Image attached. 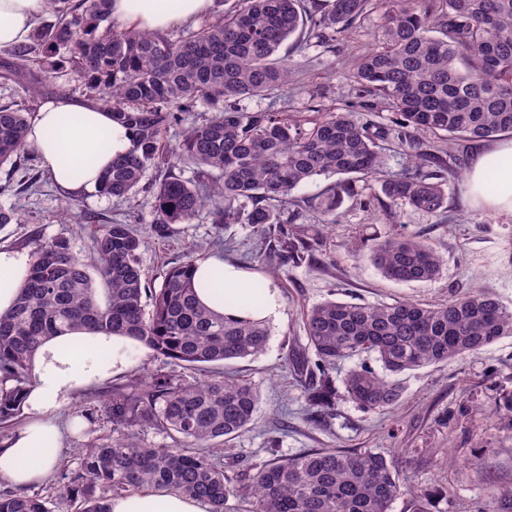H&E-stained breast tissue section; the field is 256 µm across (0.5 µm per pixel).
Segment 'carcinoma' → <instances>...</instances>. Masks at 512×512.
Wrapping results in <instances>:
<instances>
[{"label": "carcinoma", "instance_id": "obj_1", "mask_svg": "<svg viewBox=\"0 0 512 512\" xmlns=\"http://www.w3.org/2000/svg\"><path fill=\"white\" fill-rule=\"evenodd\" d=\"M55 21L40 25L9 50L7 81L18 80L34 98L40 84L71 68L81 73L89 99L112 110L134 147L112 159L98 193L135 195L149 169L164 167L154 191L159 233L190 223L207 209L215 224H249L279 248L258 256L285 265L305 260L310 244L288 237L289 208L317 213L318 225L336 223L354 180L380 183L378 203L437 214L447 209V175L467 165L452 144L488 141L512 133V0H328L317 14L302 0H233L224 15L195 28L149 31L112 20L111 0H45ZM385 19L383 46L363 55L355 79L388 102L394 127L351 112H322L308 122L284 112L244 109L241 101L281 95L298 75L287 42L310 28L332 39L376 8ZM203 103L212 115L192 122L175 146L164 133ZM33 117L25 105H0V167H18ZM447 135L448 147L423 145L422 133ZM394 137L408 149V165L389 169L377 140ZM191 166L195 178L179 171ZM335 178L319 195L293 191L318 178ZM142 238L126 223L103 224L87 255L68 241L33 252L12 309L0 314V424L20 422L32 360L63 328L128 336L161 365L145 376L110 386L104 412L112 436L81 449L77 466L64 468L46 493L0 489V512H110L115 496L140 489L177 492L230 512H391L406 488L405 473L373 449L320 448L272 457L243 473L224 464L219 445L252 429L261 397L246 379L225 371L192 380L176 373L254 357L267 348L263 320L229 318L198 301L191 252L170 267L158 288L143 281ZM369 259L387 279L428 282L443 259L428 244L399 234L377 237ZM255 280L234 301L258 304ZM305 347L287 361L309 375L308 405L319 415L336 406V366L363 353L381 364H361L343 379L346 397L385 412L401 397L391 376L479 355L512 335V309L485 293L451 296L438 306L415 300L367 305L326 300L306 310ZM177 436L183 446L152 448L141 433ZM58 500L60 508L49 504ZM512 508V488L492 493L482 512Z\"/></svg>", "mask_w": 512, "mask_h": 512}]
</instances>
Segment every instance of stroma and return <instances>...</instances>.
Here are the masks:
<instances>
[{"instance_id": "obj_1", "label": "stroma", "mask_w": 512, "mask_h": 512, "mask_svg": "<svg viewBox=\"0 0 512 512\" xmlns=\"http://www.w3.org/2000/svg\"><path fill=\"white\" fill-rule=\"evenodd\" d=\"M383 25L382 13L376 10L336 41L304 33L295 82L277 98H249L243 107H272L302 119L334 110L361 111L364 98L354 74L360 58L379 46ZM157 175V170H149L143 187L126 201L95 191L80 195L78 225L62 221L66 198L49 175H42L38 187L22 197L0 195V206L14 202L20 208L18 221L0 228V244L30 253L38 244L65 239L74 252L84 255L100 225L119 220L146 238L140 264L151 287H160L164 272L197 246L265 279L254 257L265 250L266 242L249 225L215 224L203 211L166 234L155 232L152 185ZM466 181L463 174L451 177L448 207L432 215L407 206L390 211L378 205L363 208L360 199L380 196V185L357 181V195L345 200L334 229L311 241L304 262L280 269L273 284L281 315L270 323L266 351L226 367L248 379L262 400L254 430L228 442L225 462L242 470L267 459L272 435L284 455L317 448H370L406 469L410 491L394 501L392 512H412V491L440 484L448 493L430 500V512H477L493 491L512 487V417L494 409L500 390L512 389V336L478 356L402 375V396L384 413L364 410L341 395L334 416L318 417L306 403L298 376L285 364L287 355L306 343L304 311L328 299L374 305L409 298L437 305L454 294L480 291L512 308V214L472 203ZM390 233L425 240L444 260L441 277L409 284L383 277L368 261L362 241ZM107 387V382L95 383L76 393L64 408V417L73 419L75 427L61 450L60 466H75L79 448L89 439L111 436L112 425L100 403L89 400ZM86 409L92 419L83 418Z\"/></svg>"}]
</instances>
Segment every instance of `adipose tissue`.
Returning <instances> with one entry per match:
<instances>
[{
    "label": "adipose tissue",
    "instance_id": "ef3b65f1",
    "mask_svg": "<svg viewBox=\"0 0 512 512\" xmlns=\"http://www.w3.org/2000/svg\"><path fill=\"white\" fill-rule=\"evenodd\" d=\"M214 0H112L113 18L135 21L140 28L157 30L209 12ZM45 0H0V49L25 42ZM27 145L43 167L65 190H96L113 158L132 148L130 131L113 119L110 109L61 96L35 114ZM512 157V141L476 154L468 174L467 190L486 208L512 212V167L501 172L504 190L492 191L485 175L503 157ZM31 258L0 246V314L13 305L24 284ZM221 272L224 287L237 291L251 279L249 273L218 257L208 258L195 272L198 298L205 305L238 318L243 308L212 297L207 286L211 272ZM133 339L102 331H67L47 341L32 366L34 383L25 400L33 416L21 433L0 442V478L16 487L40 482L57 462L63 433L58 413L74 392L96 381L128 370ZM111 512H208L206 503L179 494L136 491L111 500Z\"/></svg>",
    "mask_w": 512,
    "mask_h": 512
}]
</instances>
